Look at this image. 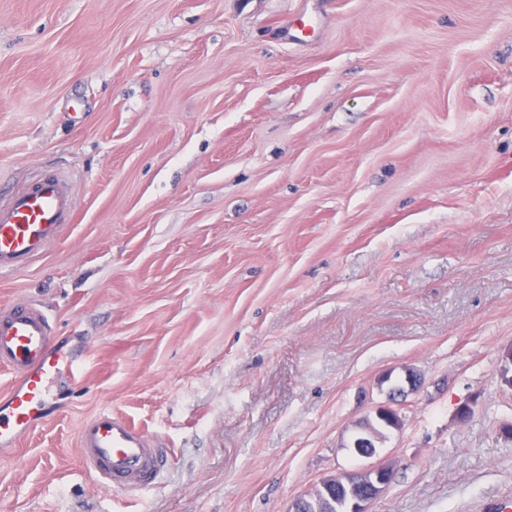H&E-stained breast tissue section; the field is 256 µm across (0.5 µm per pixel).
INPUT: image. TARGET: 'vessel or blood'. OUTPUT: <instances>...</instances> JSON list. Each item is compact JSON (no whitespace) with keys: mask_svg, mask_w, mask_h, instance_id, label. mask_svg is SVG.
I'll return each mask as SVG.
<instances>
[{"mask_svg":"<svg viewBox=\"0 0 512 512\" xmlns=\"http://www.w3.org/2000/svg\"><path fill=\"white\" fill-rule=\"evenodd\" d=\"M75 220L70 184L59 173L0 200V274L47 255ZM78 363L76 354L57 346L52 321L39 305L0 306V367L13 377L0 400V447L40 424L54 381ZM77 444L92 479L127 496L158 487L171 468V449L106 408L83 423Z\"/></svg>","mask_w":512,"mask_h":512,"instance_id":"obj_1","label":"vessel or blood"}]
</instances>
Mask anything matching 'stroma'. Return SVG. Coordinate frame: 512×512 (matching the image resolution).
<instances>
[{
    "instance_id": "35a3bbf8",
    "label": "stroma",
    "mask_w": 512,
    "mask_h": 512,
    "mask_svg": "<svg viewBox=\"0 0 512 512\" xmlns=\"http://www.w3.org/2000/svg\"><path fill=\"white\" fill-rule=\"evenodd\" d=\"M47 170L78 220L0 305L43 306L81 385L0 512H288L372 465L369 512L512 492V0H0V193ZM102 408L172 448L160 487L95 486Z\"/></svg>"
}]
</instances>
